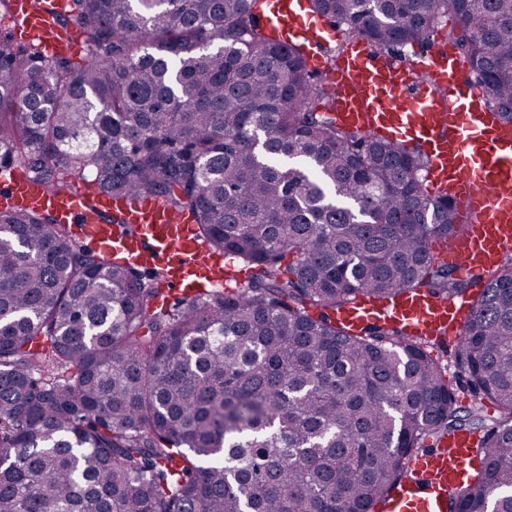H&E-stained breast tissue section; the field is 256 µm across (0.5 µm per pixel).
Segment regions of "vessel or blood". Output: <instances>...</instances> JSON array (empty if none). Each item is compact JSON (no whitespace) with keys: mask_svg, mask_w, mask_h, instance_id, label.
Masks as SVG:
<instances>
[{"mask_svg":"<svg viewBox=\"0 0 512 512\" xmlns=\"http://www.w3.org/2000/svg\"><path fill=\"white\" fill-rule=\"evenodd\" d=\"M265 23L285 43L311 44V71L324 70L314 44L325 21L309 12L305 0H269ZM67 0H13L12 31L25 43H38L49 54L71 52L73 31L59 23ZM464 62L450 46H439L417 59L398 61L372 50L366 40L346 43L329 73L330 104L343 126L383 131L401 144L420 145L429 165L428 191L448 189L460 212L471 217L466 238L449 245L445 261L483 287V276L512 250V123L491 116L476 86L462 79ZM0 206L52 212L63 224L78 225L81 239L105 258L121 257L133 268L158 269L170 290L189 298L204 288L224 285V270L186 214L145 198L125 209L111 195H88L77 184L64 194L12 176L0 181ZM130 227L114 234L113 213ZM472 307L468 299H439L408 293L383 306L366 300L339 311L340 324L359 329L386 319L412 334L434 339L463 334ZM476 437L461 431L437 448L417 455L411 474L392 489L383 512H448V496L469 477Z\"/></svg>","mask_w":512,"mask_h":512,"instance_id":"obj_1","label":"vessel or blood"}]
</instances>
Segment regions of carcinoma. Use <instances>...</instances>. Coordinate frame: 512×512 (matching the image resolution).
<instances>
[{
  "label": "carcinoma",
  "mask_w": 512,
  "mask_h": 512,
  "mask_svg": "<svg viewBox=\"0 0 512 512\" xmlns=\"http://www.w3.org/2000/svg\"><path fill=\"white\" fill-rule=\"evenodd\" d=\"M379 50L440 17L512 122V0H309ZM264 0H69L90 48L74 68L0 37V166L57 193L82 181L187 214L227 293L174 310L137 271L69 241L47 212L0 209V512H374L412 458L484 431L448 512H512V256L487 273L452 360L389 322L336 320L368 297L469 283L424 154L339 125ZM497 415H485V403Z\"/></svg>",
  "instance_id": "cac0c4a2"
}]
</instances>
